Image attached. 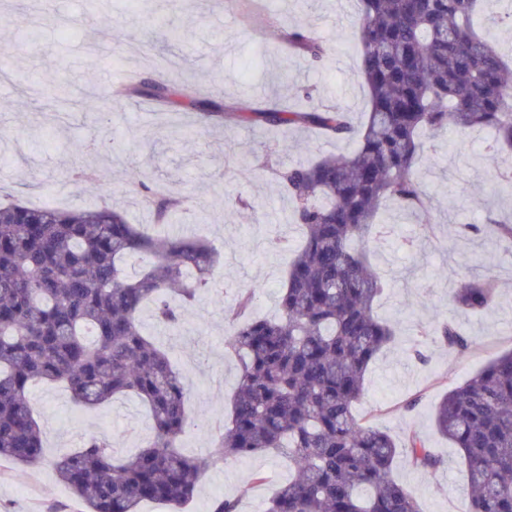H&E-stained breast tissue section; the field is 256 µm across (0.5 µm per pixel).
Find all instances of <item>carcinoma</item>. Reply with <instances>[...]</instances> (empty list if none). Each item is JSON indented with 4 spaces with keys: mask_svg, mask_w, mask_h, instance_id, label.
<instances>
[{
    "mask_svg": "<svg viewBox=\"0 0 512 512\" xmlns=\"http://www.w3.org/2000/svg\"><path fill=\"white\" fill-rule=\"evenodd\" d=\"M358 2L360 74L370 96L361 128L341 109L314 104L234 112L222 94L193 103L214 123L303 126L357 141L345 156L272 169L303 240L278 316H252L250 292L226 315L240 376L215 455L271 450L288 458L294 475L273 493L268 512H419L390 475L398 444L353 412L371 364L397 336V326L374 312L383 283L367 244L390 200L434 223L418 171L424 137L490 128L512 148V68L474 28L482 0ZM278 41L316 67L328 60L324 41L303 22L280 30ZM136 96L173 103L178 90L143 79L111 93L116 102ZM485 160L511 193L512 167L493 151ZM134 185L160 223L182 206L139 180ZM141 256L150 263L126 273L124 262ZM216 263L207 240L151 235L114 207L0 206V459L27 467L45 460L29 399L34 385L63 383L85 407L132 393L150 409L152 437L128 457L115 456L108 437H92L52 462L59 480L83 512H138L144 501L179 507L192 499L211 460L178 450L191 426L186 388L139 315L150 305L158 324L177 327L181 311L168 294L192 301L213 290ZM496 290L489 276L464 277L455 300L481 311ZM437 334L451 348L470 346L450 321H440ZM434 420L465 462L466 512H512V350L448 392ZM406 448L415 467L432 473L440 466L418 435L408 436Z\"/></svg>",
    "mask_w": 512,
    "mask_h": 512,
    "instance_id": "1",
    "label": "carcinoma"
}]
</instances>
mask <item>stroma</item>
Segmentation results:
<instances>
[{"label":"stroma","mask_w":512,"mask_h":512,"mask_svg":"<svg viewBox=\"0 0 512 512\" xmlns=\"http://www.w3.org/2000/svg\"><path fill=\"white\" fill-rule=\"evenodd\" d=\"M358 0H0V203L20 198L39 206L123 207L133 223L155 217L140 194L127 189L131 173L149 186L183 198L177 225L208 239L219 253L218 292L202 295L184 310L175 330L142 313L143 327L170 356L189 389L186 407L195 424L180 439L184 454L211 458L194 499L176 507L145 502L140 512H212L232 499L238 512H267L275 489L292 469L286 458L265 453L213 460L211 442L224 429L239 379V362L227 347L224 313L241 290L254 292L256 314L272 317L285 283L287 246L301 230L293 206L263 165L303 162L349 153L353 144L311 128L253 130L232 122L213 124L202 111L173 108L147 98L114 105V84L130 76L162 79L187 98L207 99L223 86L230 103L272 101L288 108L306 98L348 111L360 126L369 95L359 77ZM302 21L330 49L324 67L289 53L273 33ZM480 32L512 58V0H486ZM65 84L71 99L101 102V112L70 109L59 121L49 96ZM107 148L76 156L69 146L94 137ZM490 133L448 131L422 163L423 190L436 222L427 226L403 208L385 205L379 216L384 239L371 242L370 261L385 282L376 314L399 324L395 342L366 374L357 416L394 440L418 434L441 459L433 474L399 455L392 478L415 499L420 512H464L469 488L457 451L438 433L436 405L493 358L512 349V250L493 235L489 222L512 210V195L498 191L475 157ZM94 171L103 190L81 187L70 170ZM479 230L457 238L455 225ZM492 273L495 305L466 311L454 301L463 272ZM449 320L469 337L460 352L435 332ZM50 458L104 433L118 456L135 452L150 434L140 400L121 396L99 407L73 402L64 386L32 387L29 394ZM266 480L254 482V473ZM0 505L8 512H80L71 490L49 461L36 468L0 459Z\"/></svg>","instance_id":"obj_1"}]
</instances>
